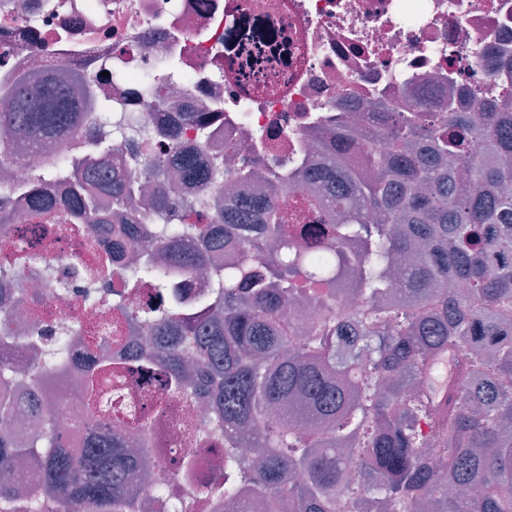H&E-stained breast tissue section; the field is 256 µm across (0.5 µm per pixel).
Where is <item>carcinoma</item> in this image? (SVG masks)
<instances>
[{"mask_svg": "<svg viewBox=\"0 0 512 512\" xmlns=\"http://www.w3.org/2000/svg\"><path fill=\"white\" fill-rule=\"evenodd\" d=\"M233 46L238 77L274 90L268 77L288 69V44L244 24ZM76 84L89 86V76L55 69L22 71L0 85L13 100L12 111L0 112L1 168L15 162L17 144L64 142L92 114L114 134L126 133L112 101L89 90L78 98ZM191 130L189 142L170 134L171 164L158 158L140 166L132 157L107 167L109 142L100 137L91 157L61 153L54 171L64 174V194H50L40 179L24 188L0 181V207L23 188L33 213L61 212L73 234L89 216L137 250L114 270L110 254L89 247L82 274L98 283L112 273L123 283L102 322L109 337L137 324L139 360L158 371L161 389L207 400L212 425L224 434L227 469L207 489L213 503L236 500L252 484L274 492L269 512H512V109L488 104L476 119L428 99L378 112L367 130L327 128L320 171L284 174L269 198L226 200L217 209L153 199L142 182L220 177L221 159L203 167L197 156L212 137L210 122L200 118ZM310 180L323 183L322 196L304 193ZM283 190L296 197L291 213L275 203ZM136 202L149 207L152 223H141ZM308 208L320 210L327 233L303 252L290 225ZM19 232L33 233L44 250L59 240L53 225L25 224ZM220 252L229 257L222 265L214 262ZM400 256L413 263L397 292L391 282ZM196 271L209 290L189 308L175 279ZM145 285L168 294L165 312L139 305ZM336 288L364 300L354 317L336 312ZM301 295L319 308L303 342L284 313ZM33 317L31 368L0 361V420L10 417L17 387L35 378L38 429L25 440L0 432V469L27 453L39 481L24 492L0 482V512H139L129 476L142 459L103 438L80 451L62 445L51 382L74 337H55L41 313ZM445 354L452 368L434 391L428 369ZM120 374L106 358L86 367L89 414L112 410L107 399ZM243 430L263 451L236 469ZM204 439L194 429L185 435L181 469H192ZM352 468L361 476L358 493ZM147 477L166 512H192L188 500H167L164 473Z\"/></svg>", "mask_w": 512, "mask_h": 512, "instance_id": "obj_1", "label": "carcinoma"}]
</instances>
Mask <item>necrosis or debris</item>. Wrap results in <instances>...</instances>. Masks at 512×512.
I'll return each mask as SVG.
<instances>
[{"mask_svg":"<svg viewBox=\"0 0 512 512\" xmlns=\"http://www.w3.org/2000/svg\"><path fill=\"white\" fill-rule=\"evenodd\" d=\"M267 12L274 24H287L293 50L288 77L270 93L245 95L224 58V35L239 21L243 3ZM495 48L512 58V0H0V81L14 72H37L56 65L95 69L109 60L122 80L97 75L96 95L121 111L136 114L151 131L112 139V154L125 157L139 145L143 158L162 149L164 134L183 131L191 120L219 116L215 139L201 158L224 161V176L209 185L193 181L152 183L156 194L194 202L212 196L264 197L273 176L325 163L319 128L336 118L353 127L369 122L375 102L404 109L430 97L478 112L487 99L501 98L512 86V71L489 69L482 52ZM180 71L163 83L159 100L139 87L159 59ZM275 135L266 169L242 178L260 142ZM108 251L97 225L68 238L51 252L23 258L0 253V328L25 335L31 308L49 310L53 320L83 313L82 325H98L112 306L111 287L72 278L89 242ZM137 342L118 347L98 338L92 346L72 345L70 364L79 370L106 356L113 363L135 361ZM76 378H69L55 416L74 440L104 433L122 447L148 448L149 463L170 475L167 496L192 499L193 512H212L206 488L225 472L221 439L201 443L197 471L186 476L177 464L186 428L209 430L203 402L166 396V417L142 434L134 418L144 395L139 376L123 378L121 409L107 423L83 409Z\"/></svg>","mask_w":512,"mask_h":512,"instance_id":"obj_1","label":"necrosis or debris"}]
</instances>
